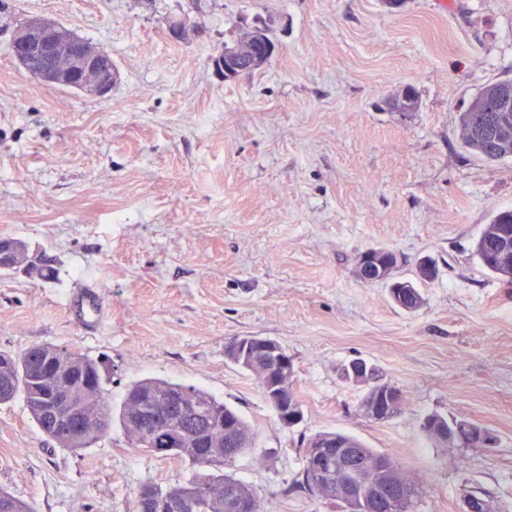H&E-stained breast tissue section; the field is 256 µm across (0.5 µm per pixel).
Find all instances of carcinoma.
I'll return each mask as SVG.
<instances>
[{"label": "carcinoma", "mask_w": 512, "mask_h": 512, "mask_svg": "<svg viewBox=\"0 0 512 512\" xmlns=\"http://www.w3.org/2000/svg\"><path fill=\"white\" fill-rule=\"evenodd\" d=\"M503 85L501 78L482 86L459 117L462 146L475 157L491 162L512 159V140L505 145L493 146L475 131V125L492 113L494 92ZM475 255L491 274L512 285V210L493 214L475 243ZM428 264V259L418 261L416 280L406 281L401 288L409 312L424 303L418 284L432 279ZM1 266L22 268L41 278L50 275V268L32 259L27 245L19 240H0ZM45 349L44 345H32L18 352L0 350V405L22 397L41 432L58 448L74 454L95 447L111 423L116 422L124 432L128 447L154 459H178L191 467V476L182 483L163 485L150 481L142 484L134 495L133 512H228L227 492L244 504L246 512H266L263 502L253 491L227 471L237 458L256 447L254 431L236 409L193 385L144 379L130 385L122 405L113 411L105 397L107 376L101 362L81 351L67 349L65 353L75 356L78 364L62 381L44 356ZM225 356L253 375L261 388L266 371L275 363L274 356L260 349L243 353L234 336L225 344ZM369 380L379 387L374 398L377 411L391 417L401 414L404 406L402 392L380 387L384 375L378 368ZM65 389L75 394L77 416L74 427L80 428L77 439L73 435L74 427L59 423L51 413L56 395ZM147 405L160 410L158 424L148 432L141 419V411ZM426 420L423 429L436 443H447L450 434L455 436L454 442L459 446H481V442L472 436L476 428L469 424L438 413L427 415ZM309 440L332 456L346 448L354 449L363 465V481L375 483L381 480L379 469L385 456L359 440L329 431L318 432ZM394 473L392 492L405 499L404 512H413L416 485L399 469H394ZM322 481L321 487L314 488L304 469L297 487L326 501L339 502L341 496L336 481L330 482L326 477ZM0 512L33 510L26 502L0 489Z\"/></svg>", "instance_id": "carcinoma-1"}]
</instances>
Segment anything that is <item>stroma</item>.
I'll use <instances>...</instances> for the list:
<instances>
[{"mask_svg":"<svg viewBox=\"0 0 512 512\" xmlns=\"http://www.w3.org/2000/svg\"><path fill=\"white\" fill-rule=\"evenodd\" d=\"M197 30L171 39L170 19ZM42 16L106 52L108 99L28 79L7 45ZM281 45L264 69L224 80L212 57L244 29ZM512 77V0H0V239L23 241L49 280L0 270V349L78 348L112 361L111 407L155 377L235 407L256 449L235 472L268 512H340L293 490L304 437L340 431L417 484L415 512H462L485 494L512 512V288L475 243L512 208V159L461 145L477 90ZM413 86L419 107L397 112ZM383 248L438 275L407 312L356 278ZM105 316L88 330L72 295ZM279 342L305 421L288 429L228 337ZM362 359L400 389L401 415L373 422L341 368ZM438 413L491 432V446L433 443ZM180 460L128 448L119 427L74 455L54 448L23 400L0 406V488L34 512H129L146 481H182ZM69 308L91 328H97L102 319L103 306L99 294L95 290L71 300Z\"/></svg>","mask_w":512,"mask_h":512,"instance_id":"1","label":"stroma"}]
</instances>
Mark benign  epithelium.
I'll return each mask as SVG.
<instances>
[{"label":"benign epithelium","mask_w":512,"mask_h":512,"mask_svg":"<svg viewBox=\"0 0 512 512\" xmlns=\"http://www.w3.org/2000/svg\"><path fill=\"white\" fill-rule=\"evenodd\" d=\"M251 46L244 50L237 43L224 45L211 58L213 66L220 67L224 79L232 80L249 73L259 64L269 62L279 51L278 41L269 38V30L260 27L252 30ZM10 55L18 64L29 72L36 83L48 88H68L77 92L105 99L112 92L116 83V66L112 57L97 45L75 35L66 34V27L58 22L40 17H30L14 31L8 45ZM499 101V121L487 124L481 132L494 138L499 137L508 129V111L512 110V88L505 86L497 92ZM394 266L375 267L371 257L355 265V275L363 282H378L388 279V273ZM239 344L244 347L260 345L263 349L278 356L280 371L269 375L266 397L273 407L279 421L286 428L299 424V416L288 410V402L278 389L280 373L288 372L289 361L281 357L284 353L281 345L263 336H240ZM336 463L353 472L356 468L355 459L350 452L334 461L320 448H312L309 452L308 466L315 472H323ZM380 487L366 488L359 480H350L345 484V506L364 500L367 496L379 494Z\"/></svg>","instance_id":"7a95c632"}]
</instances>
